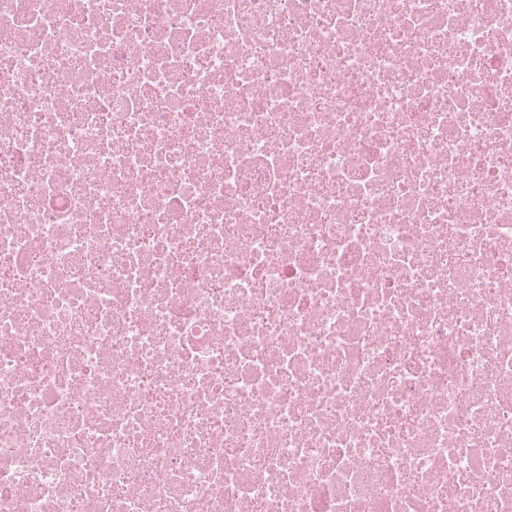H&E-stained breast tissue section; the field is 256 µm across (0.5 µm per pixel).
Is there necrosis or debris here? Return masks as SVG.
Segmentation results:
<instances>
[{
  "label": "necrosis or debris",
  "instance_id": "necrosis-or-debris-1",
  "mask_svg": "<svg viewBox=\"0 0 512 512\" xmlns=\"http://www.w3.org/2000/svg\"><path fill=\"white\" fill-rule=\"evenodd\" d=\"M0 512H512V0H0Z\"/></svg>",
  "mask_w": 512,
  "mask_h": 512
}]
</instances>
